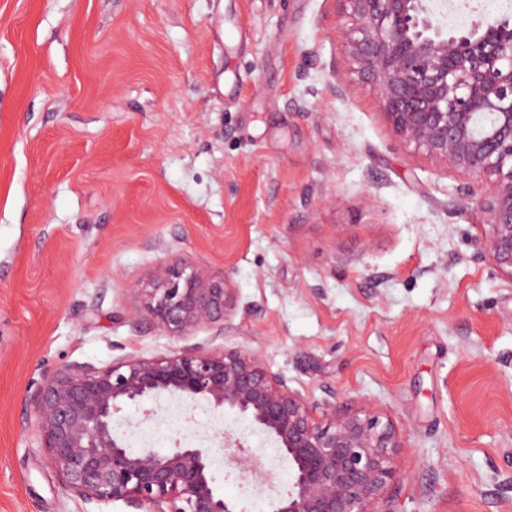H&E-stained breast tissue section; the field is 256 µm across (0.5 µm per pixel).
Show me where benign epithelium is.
<instances>
[{
    "label": "benign epithelium",
    "mask_w": 512,
    "mask_h": 512,
    "mask_svg": "<svg viewBox=\"0 0 512 512\" xmlns=\"http://www.w3.org/2000/svg\"><path fill=\"white\" fill-rule=\"evenodd\" d=\"M352 26L343 57L375 83L395 135L467 178L462 195L489 227L484 250L512 279V26L482 18L445 30L424 0H344ZM139 318L169 336L224 334L236 307L230 278L189 263L162 265L135 289ZM206 401L250 419L288 463V491L272 512H377L402 435L378 412L322 409L266 370L247 350L197 347L128 356L97 368L66 364L32 398L49 466L73 496L122 502L139 512H236L214 485L211 449L175 445L134 452L113 432L127 403ZM224 459L256 472L263 463L239 438L219 440Z\"/></svg>",
    "instance_id": "obj_1"
}]
</instances>
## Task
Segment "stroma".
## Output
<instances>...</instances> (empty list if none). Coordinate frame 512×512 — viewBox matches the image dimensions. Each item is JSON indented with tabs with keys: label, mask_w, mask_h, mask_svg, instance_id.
<instances>
[{
	"label": "stroma",
	"mask_w": 512,
	"mask_h": 512,
	"mask_svg": "<svg viewBox=\"0 0 512 512\" xmlns=\"http://www.w3.org/2000/svg\"><path fill=\"white\" fill-rule=\"evenodd\" d=\"M349 24L343 0H0V512H127L62 486L31 399L63 365L192 345L391 421L380 512H512V279L462 177L347 73ZM180 261L230 276L222 337L136 317V288ZM182 409L180 441L235 431L287 488L248 418Z\"/></svg>",
	"instance_id": "1"
}]
</instances>
